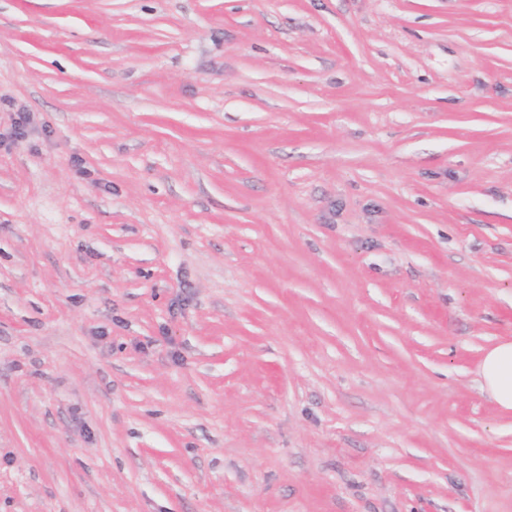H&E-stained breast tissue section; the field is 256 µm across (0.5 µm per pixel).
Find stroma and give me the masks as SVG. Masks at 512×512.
I'll use <instances>...</instances> for the list:
<instances>
[{"mask_svg": "<svg viewBox=\"0 0 512 512\" xmlns=\"http://www.w3.org/2000/svg\"><path fill=\"white\" fill-rule=\"evenodd\" d=\"M502 341L512 0H0V512H512ZM478 386L502 412L512 411V342L488 349L477 370Z\"/></svg>", "mask_w": 512, "mask_h": 512, "instance_id": "35a3bbf8", "label": "stroma"}]
</instances>
